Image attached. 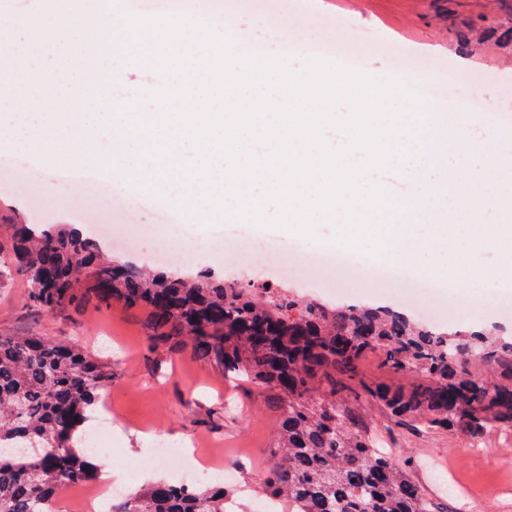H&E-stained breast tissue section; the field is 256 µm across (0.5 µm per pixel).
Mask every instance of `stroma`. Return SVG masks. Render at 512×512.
Here are the masks:
<instances>
[{
  "instance_id": "1",
  "label": "stroma",
  "mask_w": 512,
  "mask_h": 512,
  "mask_svg": "<svg viewBox=\"0 0 512 512\" xmlns=\"http://www.w3.org/2000/svg\"><path fill=\"white\" fill-rule=\"evenodd\" d=\"M224 24L272 52L286 44L304 50L313 41L340 43L355 52L358 69L404 84L413 71H422L430 89L421 105L425 112H469L492 102L512 112V43L499 39L512 26V0H247L225 7ZM463 35L480 36L478 49L462 52ZM142 57L138 48L113 62L109 97L115 102L135 98L140 111L153 112L156 103L145 97L153 72ZM452 73L460 78L453 86L448 83ZM17 133L13 121H0V243L10 241L17 224L46 229L64 224L96 240L116 264L144 267L160 240L162 220L194 229V221L185 220L163 196H141L133 183L116 188L117 199L110 202L79 193L61 179L58 167L38 155L28 157L24 171L14 172L5 162ZM102 224H136L141 234L131 251H119L100 236ZM323 255L314 245L293 259L286 283L292 294L332 302ZM173 270L190 275L208 270L242 283L275 281L264 253H249L246 261L230 267L202 236ZM336 283L346 288L350 304L387 306L440 330L494 328L512 341V298L504 294L512 280L474 279L461 285L432 277L423 294L398 279L369 282L364 270L355 268L337 274ZM490 296L496 299L491 306L485 303ZM146 319L140 307L41 311L28 305L19 275L0 280V334L68 343L111 364L113 481L127 480V466L149 453L156 439L181 445L245 441L246 454L231 461L237 484L225 487L224 497L231 512H256L255 498L239 489L258 487L261 473L275 462L276 418L264 388L230 380L222 368L199 360L191 350L153 343ZM361 370L366 385L355 388L347 401L358 428L375 437L380 449H393L399 469L433 499L437 512H512V426L476 438L456 427H424L391 414L369 392L376 385H409L410 376L383 367L375 351L365 355Z\"/></svg>"
}]
</instances>
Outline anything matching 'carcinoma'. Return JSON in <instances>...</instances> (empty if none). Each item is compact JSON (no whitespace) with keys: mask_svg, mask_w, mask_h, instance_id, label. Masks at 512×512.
<instances>
[{"mask_svg":"<svg viewBox=\"0 0 512 512\" xmlns=\"http://www.w3.org/2000/svg\"><path fill=\"white\" fill-rule=\"evenodd\" d=\"M3 271L21 275L34 307L66 312L94 299L148 309L150 339L267 389L279 420L280 458L263 480L293 512H433L420 487L354 430L341 393L362 383L361 361L417 383L373 391L390 413L473 435L512 423V341L494 330L438 332L387 307L328 306L209 273L181 276L118 268L78 232L17 224ZM112 288L103 290L101 283ZM472 361L490 362L483 377ZM112 368L39 336H0V512H57L64 488L97 477L93 453L76 448L88 407ZM112 512H224V486L157 483Z\"/></svg>","mask_w":512,"mask_h":512,"instance_id":"obj_1","label":"carcinoma"}]
</instances>
